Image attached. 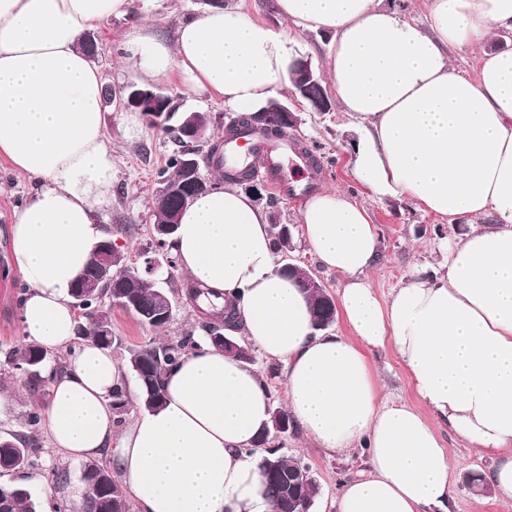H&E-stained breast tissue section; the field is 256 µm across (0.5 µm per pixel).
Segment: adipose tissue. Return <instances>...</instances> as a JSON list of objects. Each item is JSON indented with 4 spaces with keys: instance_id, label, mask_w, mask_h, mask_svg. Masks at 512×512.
Returning <instances> with one entry per match:
<instances>
[{
    "instance_id": "1",
    "label": "adipose tissue",
    "mask_w": 512,
    "mask_h": 512,
    "mask_svg": "<svg viewBox=\"0 0 512 512\" xmlns=\"http://www.w3.org/2000/svg\"><path fill=\"white\" fill-rule=\"evenodd\" d=\"M163 0H0V157L34 181L13 213L15 266L27 285L26 342L67 352L48 370L42 426L71 458L108 456L138 512H274L254 449L271 400L249 365L201 341L164 377V402L113 433L112 389L126 368L94 342L76 343L71 289L104 235L112 150L102 79L83 48L109 19ZM287 30L239 5L207 8L173 36L137 23L122 58L146 84L179 74L190 89L254 112L287 87L294 35L331 34L328 77L356 135L354 174L379 197H407L458 227L447 257L379 300L367 274L381 258L378 225L344 191L300 212L311 254L341 275L350 336L314 330L306 295L280 272L269 216L232 183L180 216L172 247L191 282L220 291L205 313L237 312L242 332L285 364L294 422L329 452L360 446L368 467L335 512H449L452 463L432 425L497 456L489 476L512 503V50L484 55L476 79L451 49L512 31V0H428L430 25L377 0H275ZM392 344L417 406L383 403L367 351Z\"/></svg>"
}]
</instances>
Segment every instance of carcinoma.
<instances>
[{
    "label": "carcinoma",
    "mask_w": 512,
    "mask_h": 512,
    "mask_svg": "<svg viewBox=\"0 0 512 512\" xmlns=\"http://www.w3.org/2000/svg\"><path fill=\"white\" fill-rule=\"evenodd\" d=\"M294 93L307 103L323 98L326 90L321 78L302 86L293 84ZM256 125L268 130L282 133L287 129L276 112H266L258 117H241L229 124L226 134L234 133L239 126ZM177 149L169 155L166 165L159 169L156 183L180 182L183 180L181 160L186 156L195 158L199 164L211 165V161L218 153L217 145H212L207 153H202V146H188L180 137H174ZM183 206L178 199L171 198L157 207L153 213V221L164 223L168 220V212H181ZM82 279L95 281L100 287L103 297L113 293L121 294L132 300L135 315L141 325L151 329L165 328L168 322L158 318L159 287L151 280L142 276L124 278L115 282L103 276L100 269L93 263L89 264ZM312 317L314 324L322 323L329 313L325 298L321 291L310 296ZM100 302L98 298H90L85 302L84 311L80 313L79 324L76 329L77 339L81 341H94L104 348L112 347V337L99 334L101 322L90 313ZM205 322L202 328L206 339L218 346L223 342L227 331H237L241 328L239 321L233 315L215 316L204 315ZM197 347V341L192 336H183L178 340H171L160 345H145L138 350L130 352L127 366L135 374L140 404L145 409L155 408L162 400L163 377L177 361L189 351ZM8 365H24L28 362L36 363L37 374L27 380L32 392L40 390L42 372L46 366L48 352L34 344L24 343L22 346L9 351L6 356ZM128 398L124 387H117L112 392V410L115 413V424H120L127 412ZM42 416L41 411L32 410L25 415V431L10 434L0 438V472L6 475L23 474L38 465L36 434L39 431ZM258 467L263 477L265 494L272 502L279 506L288 497V479L304 468V464L282 453L278 448H267L259 461ZM86 479L92 489L86 496L85 512H130L126 491L122 487L118 474L108 466L95 460H88L83 464ZM0 512H39V504L30 487L25 483L5 481L0 483Z\"/></svg>",
    "instance_id": "obj_1"
}]
</instances>
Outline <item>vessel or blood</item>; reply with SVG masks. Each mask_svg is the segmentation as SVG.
Returning a JSON list of instances; mask_svg holds the SVG:
<instances>
[{
	"instance_id": "b4317fda",
	"label": "vessel or blood",
	"mask_w": 512,
	"mask_h": 512,
	"mask_svg": "<svg viewBox=\"0 0 512 512\" xmlns=\"http://www.w3.org/2000/svg\"><path fill=\"white\" fill-rule=\"evenodd\" d=\"M258 158L264 162L263 175L279 196L301 200L315 190V180L300 184L289 179L286 164L306 169L310 166V159L297 152L287 138L276 137L251 126L240 127L235 135L225 138L220 156L225 166H245Z\"/></svg>"
}]
</instances>
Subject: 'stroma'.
I'll list each match as a JSON object with an SVG mask.
<instances>
[{"label":"stroma","instance_id":"1","mask_svg":"<svg viewBox=\"0 0 512 512\" xmlns=\"http://www.w3.org/2000/svg\"><path fill=\"white\" fill-rule=\"evenodd\" d=\"M131 23L128 17L115 18L94 32L99 49L96 63L102 73L104 89H117L136 78L133 68L122 62L117 52ZM161 88L172 96L178 113L201 109L210 115L208 135L212 142H223L225 127L238 117L236 111L225 107L221 97L213 94L198 98L178 76H171ZM279 99L298 116L293 133L312 150L321 165L319 188L345 190L368 211L372 222L378 224L382 257L369 273L368 280L379 297H386L391 288L399 286L416 269L437 263L439 246L451 234L446 219L425 211L405 197H378L356 179L352 165L354 136L348 129L342 108L336 105L324 114L310 111L290 90L282 92ZM103 118L114 169L112 203L102 213L100 221L107 229L118 224L137 225V233L122 236L121 244L132 261L141 263L150 243L156 174L164 167L174 147L173 139L146 121L139 128L130 129L124 113L116 111L114 104L108 101L103 104ZM32 189L28 179L15 174L8 161L0 158V436L22 430L25 415L45 402L44 397L33 394L24 378L13 374L4 364L6 352L24 341L19 308L24 282L14 263L11 218ZM185 286V278L179 272L165 282V289L175 295V308L171 323L161 332L142 327L137 318L126 311L112 309L113 357L126 360L131 350L158 338L167 340L190 332L196 339H203L205 333L200 327L199 314L186 297ZM368 357L380 375L381 398L415 403L413 387L393 346L369 349ZM435 428L453 466L451 512H512V506H505L495 495H476L467 487L472 474L490 473L495 465L494 456L467 447L445 423H436ZM37 438L41 465L28 475L27 484L34 489L41 504L63 501L68 505V512H82L80 502L73 496L81 487V460L65 457L62 451L51 447L45 432H38ZM272 444L310 467L321 486L312 512H334L333 503L344 482L363 472L367 464L363 449L331 453L298 428L273 439ZM58 468L69 470L68 484H56L54 471Z\"/></svg>","mask_w":512,"mask_h":512}]
</instances>
